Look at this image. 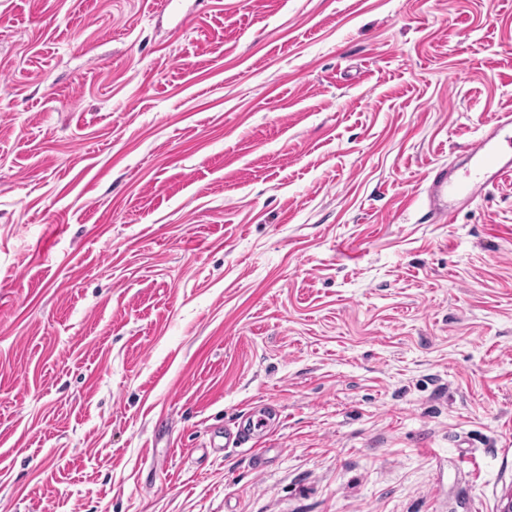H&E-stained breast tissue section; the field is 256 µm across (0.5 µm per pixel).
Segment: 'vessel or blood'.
Here are the masks:
<instances>
[{"label": "vessel or blood", "instance_id": "vessel-or-blood-1", "mask_svg": "<svg viewBox=\"0 0 512 512\" xmlns=\"http://www.w3.org/2000/svg\"><path fill=\"white\" fill-rule=\"evenodd\" d=\"M512 139V114L498 113L489 128L464 152L462 171L438 169L426 189V203L436 222H452L460 209L512 177V152L503 140Z\"/></svg>", "mask_w": 512, "mask_h": 512}]
</instances>
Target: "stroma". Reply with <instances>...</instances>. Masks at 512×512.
Segmentation results:
<instances>
[{
	"label": "stroma",
	"mask_w": 512,
	"mask_h": 512,
	"mask_svg": "<svg viewBox=\"0 0 512 512\" xmlns=\"http://www.w3.org/2000/svg\"><path fill=\"white\" fill-rule=\"evenodd\" d=\"M506 110L512 0H0V512H502ZM489 128L463 150L464 167L438 169L426 189V203L435 222H452L460 209L487 193L502 180L512 177V150L505 152L503 139H512V114L500 112Z\"/></svg>",
	"instance_id": "35a3bbf8"
}]
</instances>
